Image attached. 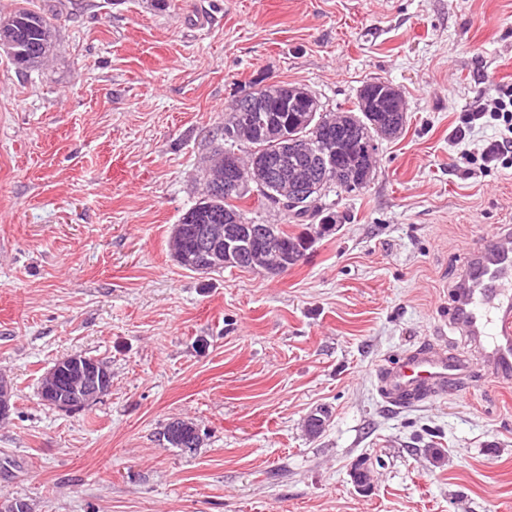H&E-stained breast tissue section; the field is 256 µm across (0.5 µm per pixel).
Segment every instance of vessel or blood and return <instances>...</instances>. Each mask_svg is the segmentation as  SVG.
Returning <instances> with one entry per match:
<instances>
[{
    "label": "vessel or blood",
    "instance_id": "vessel-or-blood-1",
    "mask_svg": "<svg viewBox=\"0 0 512 512\" xmlns=\"http://www.w3.org/2000/svg\"><path fill=\"white\" fill-rule=\"evenodd\" d=\"M451 322L474 345L470 354L432 347L408 350L377 380L384 402L400 408L443 394L481 362L512 381V229L489 236L464 267L449 310Z\"/></svg>",
    "mask_w": 512,
    "mask_h": 512
}]
</instances>
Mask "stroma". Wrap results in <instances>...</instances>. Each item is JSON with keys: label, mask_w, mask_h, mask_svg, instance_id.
<instances>
[{"label": "stroma", "mask_w": 512, "mask_h": 512, "mask_svg": "<svg viewBox=\"0 0 512 512\" xmlns=\"http://www.w3.org/2000/svg\"><path fill=\"white\" fill-rule=\"evenodd\" d=\"M56 19L42 67L0 52V496L34 512H512V386L386 407L408 348L467 351L459 273L512 227V169L463 158L499 133L459 117L512 82V0H0ZM407 122L336 231L277 276L192 272L169 239L205 190L236 96L299 85L340 111L367 81ZM108 363L76 411L38 391L59 359ZM325 424L306 428L311 417ZM190 418L202 441L169 447ZM364 462L360 491L351 468Z\"/></svg>", "instance_id": "35a3bbf8"}]
</instances>
